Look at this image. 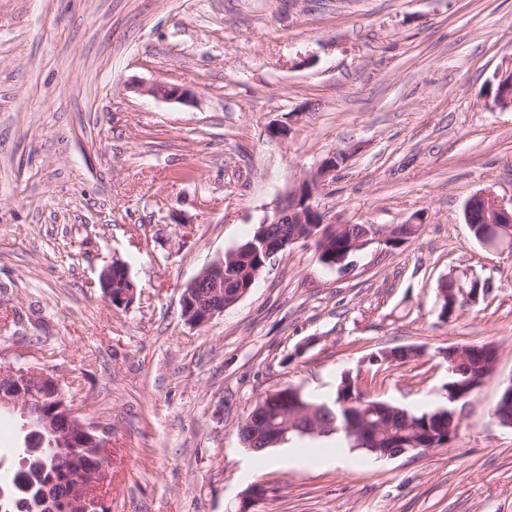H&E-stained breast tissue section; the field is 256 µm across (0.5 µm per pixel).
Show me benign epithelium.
I'll return each instance as SVG.
<instances>
[{"label": "benign epithelium", "instance_id": "benign-epithelium-1", "mask_svg": "<svg viewBox=\"0 0 512 512\" xmlns=\"http://www.w3.org/2000/svg\"><path fill=\"white\" fill-rule=\"evenodd\" d=\"M495 79L502 83V94L496 106L512 109V66L500 69ZM141 92L167 100L188 103L193 99L191 90L184 85L152 84L141 88ZM344 152L332 153L316 166L303 179L288 186L275 200L271 211L260 223L253 244L265 257L263 266L270 267L279 254L301 241L317 240L324 235L326 215L318 207L317 196L327 178L346 160ZM467 209L478 210L483 222L497 227L506 225L512 230V207H506L491 191L480 192L467 202ZM272 224H303L306 231L288 237L271 233ZM399 236L396 231L386 234L377 232L369 225L364 235L352 249L362 250L372 241L383 244ZM230 250L225 259H219L206 267L182 291L181 306L185 322L196 328H205L224 311L240 301L250 287L238 289L230 298L224 295V277L227 263L235 257ZM115 265H107L100 277L104 301L114 310L128 309L136 299V288L127 267H122L123 280L128 287L120 291L112 290ZM295 394L297 409L289 413V420L302 418L308 414L303 406L301 391L281 389L260 399L249 417L240 425L242 443L253 452L268 449L269 446L286 440L292 424H282L274 428L267 425L268 407L266 401L278 403ZM0 407L18 412L27 420V427L37 429L43 444L53 449L54 465L63 480L69 482L70 493L64 499V512H110L105 497L99 492L108 476L110 466L111 430L95 423H87L77 416L71 400L63 392L60 380L54 375L35 368L11 369L0 366Z\"/></svg>", "mask_w": 512, "mask_h": 512}]
</instances>
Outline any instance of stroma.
<instances>
[{
    "instance_id": "stroma-1",
    "label": "stroma",
    "mask_w": 512,
    "mask_h": 512,
    "mask_svg": "<svg viewBox=\"0 0 512 512\" xmlns=\"http://www.w3.org/2000/svg\"><path fill=\"white\" fill-rule=\"evenodd\" d=\"M511 62L512 0H0V364L53 374L111 427L112 512H512V428L492 416L512 380V253L464 220L481 190L512 204V109L488 105ZM336 151L329 222L419 232L344 269L298 243L187 325L183 288ZM115 259L138 291L125 311L96 286ZM448 274L490 293L446 323ZM487 342L497 369L443 447L322 466L289 457L301 437L260 457L240 440L265 393L329 396L347 374L432 410L448 346ZM394 346L424 354L376 362ZM23 438L0 412V478ZM141 92L153 96L162 97L167 100L188 103L193 99L191 90L184 85L177 84H152L140 88Z\"/></svg>"
}]
</instances>
